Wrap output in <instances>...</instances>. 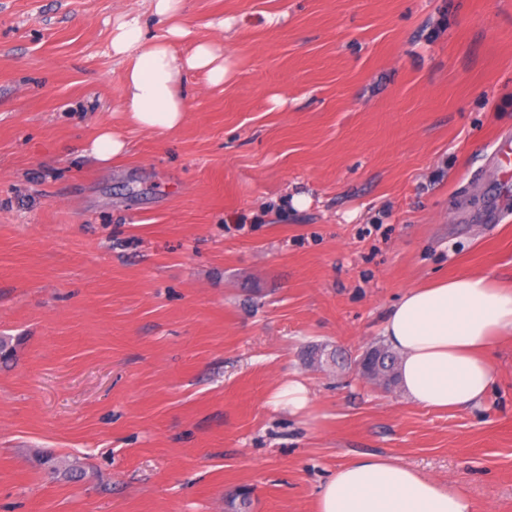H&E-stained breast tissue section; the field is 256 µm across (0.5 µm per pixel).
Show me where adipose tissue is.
Listing matches in <instances>:
<instances>
[{"label": "adipose tissue", "instance_id": "adipose-tissue-1", "mask_svg": "<svg viewBox=\"0 0 512 512\" xmlns=\"http://www.w3.org/2000/svg\"><path fill=\"white\" fill-rule=\"evenodd\" d=\"M185 0H153L166 21L163 36L146 33L138 15L112 21L110 49L126 61L122 109L140 129L166 133L180 126L188 100L182 72L224 80V50L201 42L185 56L176 45L191 35L181 21ZM382 333L398 356L399 383L413 402L463 409L483 402L496 385L491 355L512 335V287L483 275H459L409 289L387 312ZM317 512H481L464 490L378 455L337 466L319 488Z\"/></svg>", "mask_w": 512, "mask_h": 512}]
</instances>
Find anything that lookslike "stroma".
<instances>
[{
	"label": "stroma",
	"mask_w": 512,
	"mask_h": 512,
	"mask_svg": "<svg viewBox=\"0 0 512 512\" xmlns=\"http://www.w3.org/2000/svg\"><path fill=\"white\" fill-rule=\"evenodd\" d=\"M185 4L226 73L160 134L109 48L151 0H0V512H315L365 454L512 512V336L475 407L358 374L407 289L512 280V0ZM128 148V141L125 138L104 127L87 144L85 152L98 162L108 163L112 158L124 154ZM312 402L311 390L305 380L299 377L288 378L281 383L272 395L271 403L277 409L298 414L305 412Z\"/></svg>",
	"instance_id": "stroma-1"
}]
</instances>
